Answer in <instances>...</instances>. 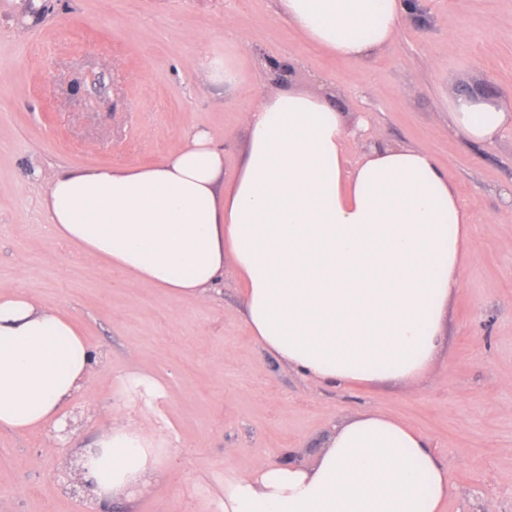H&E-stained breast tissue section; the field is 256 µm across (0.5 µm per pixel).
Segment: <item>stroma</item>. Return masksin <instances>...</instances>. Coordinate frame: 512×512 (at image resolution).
Listing matches in <instances>:
<instances>
[{
    "instance_id": "35a3bbf8",
    "label": "stroma",
    "mask_w": 512,
    "mask_h": 512,
    "mask_svg": "<svg viewBox=\"0 0 512 512\" xmlns=\"http://www.w3.org/2000/svg\"><path fill=\"white\" fill-rule=\"evenodd\" d=\"M254 47L246 79L227 88L193 60L224 56L234 36ZM294 62L291 83L327 89L357 163L372 139L428 150L468 203L473 232L448 299L444 343L410 385L344 389L307 379L263 351L242 322L228 277L205 300L174 299L58 239L42 206L64 167L148 165L196 128L233 172L242 112L278 90L269 61ZM512 104V0H416L412 19L369 66L329 57L278 13L277 0H46L22 26L0 0V291H22L72 317L99 357L67 449L94 444L139 370L168 389L177 439L159 475L105 512H215L224 479L257 458L313 462L333 425L365 409L427 437L448 465L442 512H512V127L474 144L448 124L460 86ZM47 432L0 429V512H94L55 472L67 449Z\"/></svg>"
}]
</instances>
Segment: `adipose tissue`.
Masks as SVG:
<instances>
[{
	"instance_id": "1",
	"label": "adipose tissue",
	"mask_w": 512,
	"mask_h": 512,
	"mask_svg": "<svg viewBox=\"0 0 512 512\" xmlns=\"http://www.w3.org/2000/svg\"><path fill=\"white\" fill-rule=\"evenodd\" d=\"M303 39L371 63L409 17V0H278ZM473 143L512 126V108L476 93L452 102ZM246 147L232 174L201 130L147 166L56 172L43 200L54 234L148 288L208 298L225 274L240 317L266 352L332 386L409 384L437 357L448 298L470 235L466 202L424 148L355 139L329 96L292 87L243 113ZM97 364L73 319L21 293H0V427L63 423ZM143 418L112 405V424L75 456L99 501L153 480L172 445L154 376H119ZM448 467L428 438L381 412L335 425L312 464L260 461L226 478L221 512H440Z\"/></svg>"
}]
</instances>
